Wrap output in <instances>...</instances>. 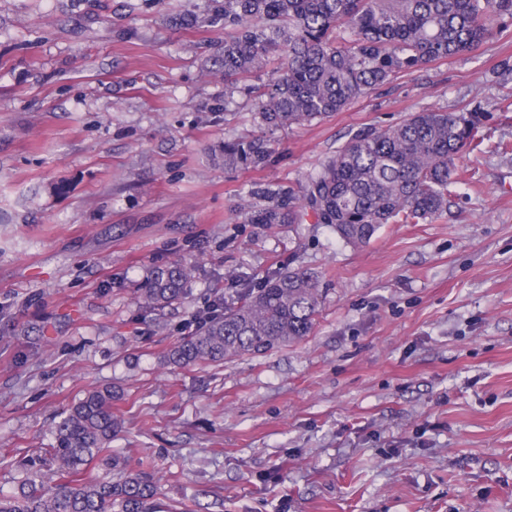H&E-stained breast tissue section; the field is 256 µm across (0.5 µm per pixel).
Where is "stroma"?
<instances>
[{
    "instance_id": "1",
    "label": "stroma",
    "mask_w": 512,
    "mask_h": 512,
    "mask_svg": "<svg viewBox=\"0 0 512 512\" xmlns=\"http://www.w3.org/2000/svg\"><path fill=\"white\" fill-rule=\"evenodd\" d=\"M201 0H0V493L52 428L111 386L112 450L167 512H512V19L275 134L257 168L224 142V32ZM480 108L448 210L354 247L323 224H247L250 184L305 181L358 130ZM195 267L182 302L148 267ZM319 273L312 334L224 364L168 365L200 312L274 270ZM190 267L182 261L149 269L138 284V298L148 306L172 305L183 301L190 290Z\"/></svg>"
}]
</instances>
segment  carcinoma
<instances>
[{"mask_svg": "<svg viewBox=\"0 0 512 512\" xmlns=\"http://www.w3.org/2000/svg\"><path fill=\"white\" fill-rule=\"evenodd\" d=\"M512 0H205L192 21L224 30V97L238 83L254 119L269 132L312 123L348 108L397 75L468 52L488 41ZM481 113L414 112L400 124L353 135L298 187H253L263 204L250 224H325L344 242L365 246L385 224L430 222L448 208L463 150L480 151ZM274 151L267 138L224 142V166L259 167ZM190 267L149 269L138 284L148 306L189 292ZM318 275L275 272L224 310L199 320L168 352L186 367L271 352L303 341L319 312ZM115 395L96 388L73 403L52 431L48 473L28 478L20 496L0 495V512H160L157 485L139 473L112 482L78 475L97 460H119L122 431Z\"/></svg>", "mask_w": 512, "mask_h": 512, "instance_id": "1", "label": "carcinoma"}]
</instances>
